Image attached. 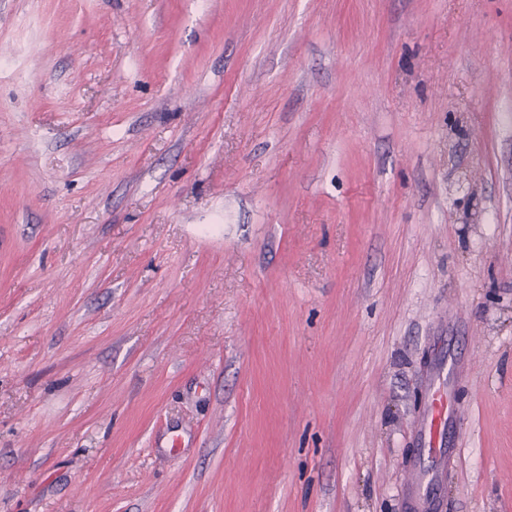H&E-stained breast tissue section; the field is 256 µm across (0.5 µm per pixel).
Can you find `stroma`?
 Returning a JSON list of instances; mask_svg holds the SVG:
<instances>
[{"label":"stroma","mask_w":512,"mask_h":512,"mask_svg":"<svg viewBox=\"0 0 512 512\" xmlns=\"http://www.w3.org/2000/svg\"><path fill=\"white\" fill-rule=\"evenodd\" d=\"M436 386L512 512V0H0V512H407Z\"/></svg>","instance_id":"obj_1"}]
</instances>
